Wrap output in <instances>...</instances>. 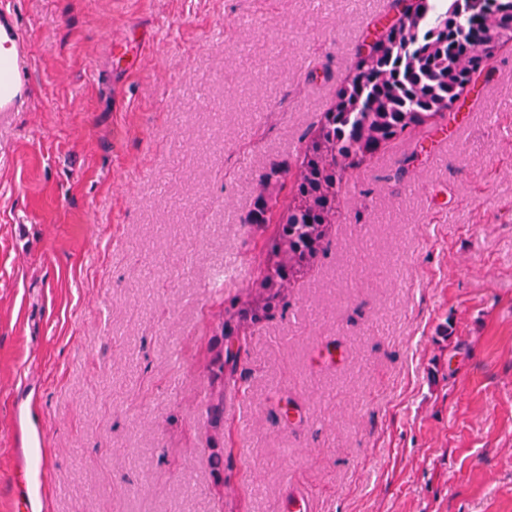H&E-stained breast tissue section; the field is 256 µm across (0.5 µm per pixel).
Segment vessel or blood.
Returning <instances> with one entry per match:
<instances>
[{"label": "vessel or blood", "instance_id": "1", "mask_svg": "<svg viewBox=\"0 0 512 512\" xmlns=\"http://www.w3.org/2000/svg\"><path fill=\"white\" fill-rule=\"evenodd\" d=\"M27 92L26 85H13L7 74L0 72V112L12 111ZM15 423L18 430L25 433L28 445L18 454L17 469L23 481L16 489L14 508L16 512H50L39 430L32 418L25 415H16ZM279 512H314V504L308 492L290 490L282 496Z\"/></svg>", "mask_w": 512, "mask_h": 512}]
</instances>
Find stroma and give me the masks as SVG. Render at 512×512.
I'll return each mask as SVG.
<instances>
[{
	"instance_id": "stroma-1",
	"label": "stroma",
	"mask_w": 512,
	"mask_h": 512,
	"mask_svg": "<svg viewBox=\"0 0 512 512\" xmlns=\"http://www.w3.org/2000/svg\"><path fill=\"white\" fill-rule=\"evenodd\" d=\"M391 3L13 0L30 94L0 112V512L24 407L55 512H278L297 485L315 512H512V41L481 97L354 171L241 354L223 435L206 425L208 340L265 257L240 219Z\"/></svg>"
}]
</instances>
